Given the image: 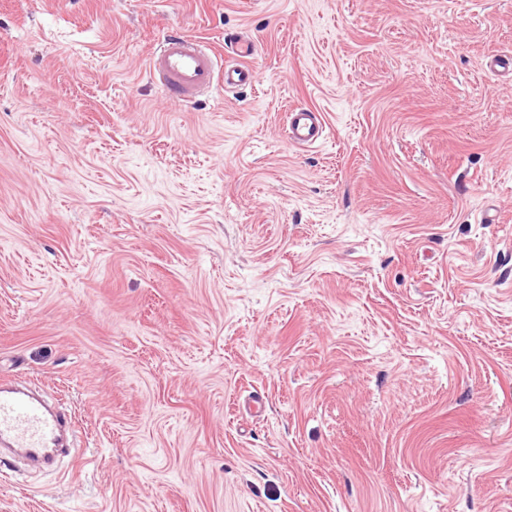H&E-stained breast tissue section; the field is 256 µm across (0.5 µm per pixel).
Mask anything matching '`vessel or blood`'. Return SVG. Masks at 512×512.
Instances as JSON below:
<instances>
[{"instance_id": "vessel-or-blood-1", "label": "vessel or blood", "mask_w": 512, "mask_h": 512, "mask_svg": "<svg viewBox=\"0 0 512 512\" xmlns=\"http://www.w3.org/2000/svg\"><path fill=\"white\" fill-rule=\"evenodd\" d=\"M231 61L218 62L215 52L179 32H168L148 60L150 77L164 94L184 102L218 89L253 85L257 71L250 59L255 54L251 41L232 43ZM321 113L305 107L288 115V141L298 147L316 144L323 136ZM63 414L47 399L29 393L11 381L0 382V449L31 464L51 465L67 450Z\"/></svg>"}]
</instances>
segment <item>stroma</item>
<instances>
[{
    "label": "stroma",
    "instance_id": "1",
    "mask_svg": "<svg viewBox=\"0 0 512 512\" xmlns=\"http://www.w3.org/2000/svg\"><path fill=\"white\" fill-rule=\"evenodd\" d=\"M173 29L256 82L170 101ZM501 53L512 0H0V375L77 430L0 512H512ZM324 131L320 112L299 107L288 114V141L293 146L310 147L322 138Z\"/></svg>",
    "mask_w": 512,
    "mask_h": 512
}]
</instances>
